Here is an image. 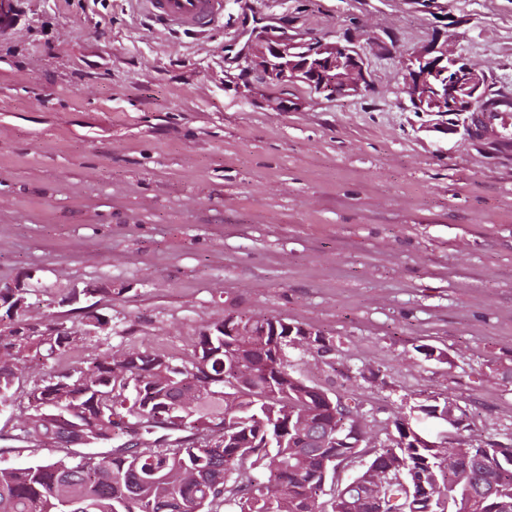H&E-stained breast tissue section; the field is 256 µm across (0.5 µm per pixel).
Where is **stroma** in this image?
<instances>
[{
  "label": "stroma",
  "instance_id": "stroma-1",
  "mask_svg": "<svg viewBox=\"0 0 512 512\" xmlns=\"http://www.w3.org/2000/svg\"><path fill=\"white\" fill-rule=\"evenodd\" d=\"M450 12L224 0L198 34L140 0H17L0 32V286L29 288L28 317L77 326L65 298L96 284L112 323L55 368L104 349L187 358L224 315L267 314L332 340L327 356H291L308 383L355 400L378 440L398 413L450 396L467 443H512V140L467 135L455 113L438 129L395 92L391 48L448 31L512 92V0ZM266 27L378 39L371 89L275 87L242 58ZM19 426V407L0 409V467L80 453L16 440Z\"/></svg>",
  "mask_w": 512,
  "mask_h": 512
}]
</instances>
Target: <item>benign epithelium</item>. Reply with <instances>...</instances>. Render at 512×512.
Returning a JSON list of instances; mask_svg holds the SVG:
<instances>
[{
    "label": "benign epithelium",
    "mask_w": 512,
    "mask_h": 512,
    "mask_svg": "<svg viewBox=\"0 0 512 512\" xmlns=\"http://www.w3.org/2000/svg\"><path fill=\"white\" fill-rule=\"evenodd\" d=\"M438 14L450 15L449 0H407ZM383 49L381 43L368 40V47L348 36L299 41L285 30L266 28L256 35L245 54L250 69L266 74L271 83L288 87L302 83L311 92L327 99L357 96L367 92L372 85L367 51ZM397 62V93L410 104L415 112L448 115L450 112L467 116L466 130L478 138L491 136L488 128L479 123L482 112H511L512 94L491 96L488 75L484 69L467 60L456 48L453 38L443 42L401 48L394 51ZM224 333L229 336H277L279 326L263 327L256 331L245 323L242 315L224 318ZM456 408L445 415H431L442 428L441 444L447 447L452 430L459 422ZM340 428L330 431L312 423L306 424L304 436L316 448L322 447L331 436L339 435Z\"/></svg>",
    "instance_id": "benign-epithelium-1"
}]
</instances>
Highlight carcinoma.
I'll return each mask as SVG.
<instances>
[{
  "label": "carcinoma",
  "mask_w": 512,
  "mask_h": 512,
  "mask_svg": "<svg viewBox=\"0 0 512 512\" xmlns=\"http://www.w3.org/2000/svg\"><path fill=\"white\" fill-rule=\"evenodd\" d=\"M87 336H1L0 406H11L33 359L65 355ZM286 336L199 335L180 361L148 350L117 358L106 350L27 392L17 438L68 445L131 440L104 454L26 468L0 467V512H455L448 497L458 473L437 448L399 438L376 448L304 446L296 422L329 426L325 400L299 380ZM448 396L410 418L448 412ZM484 455L512 503V445L467 447ZM366 456L353 482L336 486L337 467ZM401 480L386 485L382 507L354 502L390 458Z\"/></svg>",
  "instance_id": "carcinoma-1"
}]
</instances>
